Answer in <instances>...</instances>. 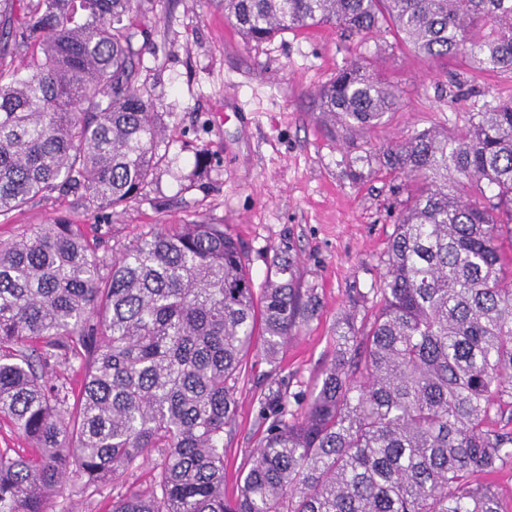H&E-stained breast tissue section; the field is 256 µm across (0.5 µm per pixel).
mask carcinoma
I'll use <instances>...</instances> for the list:
<instances>
[{
	"label": "carcinoma",
	"instance_id": "1",
	"mask_svg": "<svg viewBox=\"0 0 512 512\" xmlns=\"http://www.w3.org/2000/svg\"><path fill=\"white\" fill-rule=\"evenodd\" d=\"M248 43L332 24L391 29L446 67L512 74V0H222ZM150 33L138 0H0V215L73 198L104 213L169 162L168 114L138 90ZM28 61L12 67L18 54ZM390 81L355 60L314 103L327 136L394 111ZM407 180L381 307L336 325V359L287 418L260 399L266 436L224 496V432L247 353L273 366L313 314L284 250L254 288L222 224L160 227L112 259L59 217L0 240V512H49L69 474L113 485L152 448L147 493L109 512H512L490 477L512 464V99L457 133L384 149ZM509 249H504V242Z\"/></svg>",
	"mask_w": 512,
	"mask_h": 512
}]
</instances>
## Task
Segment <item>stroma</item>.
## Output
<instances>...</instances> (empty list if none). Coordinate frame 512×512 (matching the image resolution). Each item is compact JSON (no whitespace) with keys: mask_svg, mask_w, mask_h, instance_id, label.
<instances>
[{"mask_svg":"<svg viewBox=\"0 0 512 512\" xmlns=\"http://www.w3.org/2000/svg\"><path fill=\"white\" fill-rule=\"evenodd\" d=\"M141 8L154 47L137 86L168 115L169 166L137 201L104 217L70 199L31 203L0 217V240L59 216L120 248L161 224H220L239 239L257 286L278 250L289 248L302 288L318 299L316 312L277 367L255 351L245 359L235 422L224 435V492L233 496L267 428L261 394L281 385L289 414L300 417L335 356L341 314L361 295L365 316L376 312L370 297L383 285L387 242L407 199L404 177L380 167L377 154L423 129L460 130L472 113L512 98V75H478L461 64L459 89L437 62L391 33L358 40L323 25L248 44L219 0H141ZM351 59L397 85L400 105L365 137L334 140L322 131L313 98ZM202 150L211 163L198 172ZM115 495L109 486L83 492L70 482L50 512H105Z\"/></svg>","mask_w":512,"mask_h":512,"instance_id":"35a3bbf8","label":"stroma"}]
</instances>
